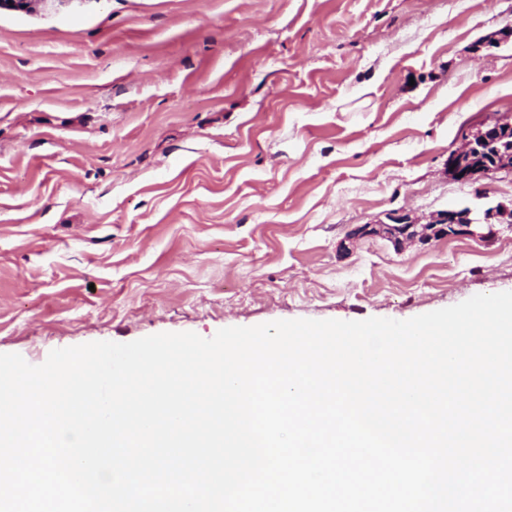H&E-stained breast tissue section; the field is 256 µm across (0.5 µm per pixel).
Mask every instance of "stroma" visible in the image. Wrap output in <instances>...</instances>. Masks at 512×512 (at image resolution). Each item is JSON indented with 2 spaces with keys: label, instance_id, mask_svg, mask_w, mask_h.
I'll return each instance as SVG.
<instances>
[{
  "label": "stroma",
  "instance_id": "stroma-1",
  "mask_svg": "<svg viewBox=\"0 0 512 512\" xmlns=\"http://www.w3.org/2000/svg\"><path fill=\"white\" fill-rule=\"evenodd\" d=\"M512 120V0H41L0 8V353L277 320H407L512 291V210L454 181ZM487 195H475L476 186ZM511 121L484 123L475 131L465 134L461 148L448 154V173L458 181L475 182L476 176L496 174L502 171L512 173ZM494 146V162L486 166H473V152H480L484 146ZM499 206L485 209L478 214L468 206L453 207L436 213L430 223L429 238L436 240L446 237L476 236L489 238L494 235L493 224H501L508 216ZM482 226H487V232H479ZM388 222L378 224H364L357 227L349 234L350 240H357L365 237H381L399 248L404 239L413 236L415 222L407 214L390 213L387 216Z\"/></svg>",
  "mask_w": 512,
  "mask_h": 512
}]
</instances>
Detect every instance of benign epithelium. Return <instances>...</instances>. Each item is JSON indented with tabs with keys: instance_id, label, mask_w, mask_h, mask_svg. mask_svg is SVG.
<instances>
[{
	"instance_id": "7a95c632",
	"label": "benign epithelium",
	"mask_w": 512,
	"mask_h": 512,
	"mask_svg": "<svg viewBox=\"0 0 512 512\" xmlns=\"http://www.w3.org/2000/svg\"><path fill=\"white\" fill-rule=\"evenodd\" d=\"M485 146L495 147L494 162L486 166L471 164L472 153ZM512 172V122L484 123L464 136L461 148L448 154V173L458 181L473 182L476 176ZM507 213L500 207H491L478 214L468 206L453 207L436 213L431 222L429 237L436 240L446 237L476 236L489 238L494 235L493 225L500 224ZM414 221L406 214L391 213L387 221L364 224L349 234V239L381 237L399 247L403 240L413 236Z\"/></svg>"
}]
</instances>
